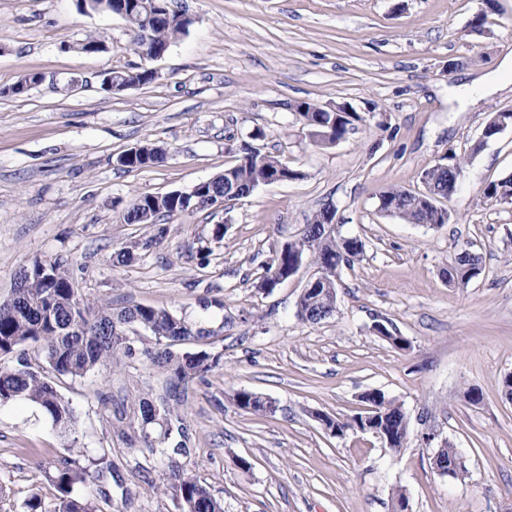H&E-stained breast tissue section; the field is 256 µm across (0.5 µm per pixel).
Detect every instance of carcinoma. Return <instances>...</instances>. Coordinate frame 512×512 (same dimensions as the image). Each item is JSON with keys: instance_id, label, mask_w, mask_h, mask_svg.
<instances>
[{"instance_id": "1", "label": "carcinoma", "mask_w": 512, "mask_h": 512, "mask_svg": "<svg viewBox=\"0 0 512 512\" xmlns=\"http://www.w3.org/2000/svg\"><path fill=\"white\" fill-rule=\"evenodd\" d=\"M141 0H112V5L101 0H81L80 5L90 11L126 9L124 21L131 32V44L141 53L140 33L149 28L150 49H170L175 40L185 34L191 19L172 7V0H164L167 12L154 21L140 6ZM294 111L308 128L311 136L319 137L315 144L329 146L343 139L355 124L369 120V114L355 111L330 112L309 101L295 104ZM167 152L151 142L138 145L131 156L117 159L122 167L137 170L164 162ZM461 159L456 152L447 156V167L427 168L431 191L388 189L380 194L381 211L397 216L411 224L428 228L448 223V210L442 208L440 199L448 197V191L456 188ZM292 180L301 179L304 173L288 165L281 158L261 153L249 145L237 151L235 163L224 168V176L205 187L206 194L217 198L234 191L241 192L238 199L249 197L257 187L267 184L276 174ZM484 197L512 200V178L489 183L483 190ZM194 197L168 196L154 199L148 193L135 195L123 216L127 224H154L158 217H172L189 209ZM325 212L320 210L307 224L302 236L288 243L272 261L265 265L257 278L255 288L269 285L268 276L276 268L280 276L292 277L297 259L311 257L317 269H327L326 277L344 266H352L364 254L365 244L358 238L340 235L337 228L323 221ZM54 277L47 280L40 275L42 261L35 260L20 272L10 295L0 300V356L7 355L16 347L31 343L48 365L49 371L36 370L27 363L16 367L0 366V404L10 401H27L36 405L64 437L74 433L76 416L73 407L55 387L49 374L81 377L101 366H110L121 356L131 357L140 353L147 363L164 374L176 388L207 374L218 363V358L204 353L195 359L197 351L184 349L182 345L192 339L193 327L166 309L153 307L124 308L116 313L96 308L79 289L73 287L65 265L55 259ZM482 266L474 254L454 258L446 274L449 280L465 286L477 278ZM338 293H323V285L300 299L301 319L317 324L323 320L320 313L337 305ZM135 326L148 331L153 342L137 350L128 334ZM363 401L374 407L373 418L367 433L374 435L384 447L397 451L404 447L408 436L409 417L402 404L386 396L380 390L362 395ZM237 406L245 411H266L263 396L250 391L238 390L234 394ZM145 448L153 455L173 457L186 452L185 443L170 441L169 433L158 437L141 434ZM50 481L59 493V512H102L87 495L75 493V489L100 480L104 472H90L73 456L62 457L48 467ZM172 496L180 501L181 512H224L223 505L194 476L175 468L171 470L166 486Z\"/></svg>"}]
</instances>
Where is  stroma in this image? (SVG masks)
<instances>
[{
    "instance_id": "stroma-1",
    "label": "stroma",
    "mask_w": 512,
    "mask_h": 512,
    "mask_svg": "<svg viewBox=\"0 0 512 512\" xmlns=\"http://www.w3.org/2000/svg\"><path fill=\"white\" fill-rule=\"evenodd\" d=\"M175 4L193 23L155 62L156 80L108 95L102 72L142 64L123 19L80 11L78 0H0V299L23 266L58 257L98 307L167 309L208 330L199 346L220 357L175 389L138 355L62 378L77 419L70 440L32 404L0 405V512H28L31 501L57 512L43 466L72 450L87 467L113 463L111 477L87 488L101 512H179L164 491L167 460L117 430L140 395L179 416V465L224 512H392L399 487L409 512H512V400L502 390L512 372V203L483 197L488 183L512 177V128L481 138L492 113L512 111V71L501 68L512 59V0H498L481 31L471 20L484 0ZM90 36L104 51H77ZM29 73L41 83L4 95ZM491 73L500 91L461 96ZM301 100L375 117L319 147L294 112ZM145 141L166 149L164 163L118 165ZM244 144L303 179L160 226L123 221L136 194L189 191ZM452 150L462 170L448 224L379 211L382 191L420 188L422 171ZM328 204L365 253L340 271L336 313L311 324L296 313L311 261L272 290L254 281ZM131 245L134 260L114 263ZM464 247L483 272L459 286L444 270ZM377 323L408 349L375 335ZM244 388L275 412L238 408L233 395ZM373 389L409 416L400 452L370 434L332 436L315 418L361 412ZM471 389L480 401H469ZM427 435L460 449L463 475L432 469Z\"/></svg>"
}]
</instances>
